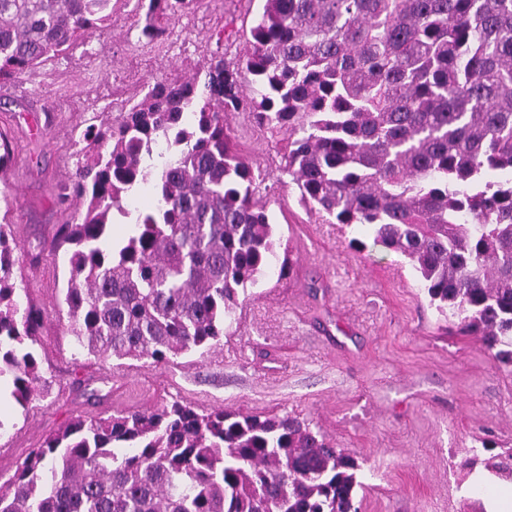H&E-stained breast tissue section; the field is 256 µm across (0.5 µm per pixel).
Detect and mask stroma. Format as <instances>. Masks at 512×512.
Segmentation results:
<instances>
[{
	"mask_svg": "<svg viewBox=\"0 0 512 512\" xmlns=\"http://www.w3.org/2000/svg\"><path fill=\"white\" fill-rule=\"evenodd\" d=\"M261 9V0H213L150 43L136 12L120 8L69 54L0 84L14 278L22 302L44 315L38 399L24 408L0 389V482L75 417L180 400L200 412L311 421L360 464L359 512H481L482 497L461 487L460 465L512 448V371L438 315L403 257L306 208L282 171L280 139L244 117H230L229 128L261 173L257 197L280 226L283 274L252 288L223 346L165 364L93 358L68 331L60 303L68 246L57 239L65 216L55 186L75 165V126L121 111L148 75L180 74L218 49L235 60ZM225 26L232 35L216 46ZM152 205L151 186H139L110 240H125Z\"/></svg>",
	"mask_w": 512,
	"mask_h": 512,
	"instance_id": "1",
	"label": "stroma"
}]
</instances>
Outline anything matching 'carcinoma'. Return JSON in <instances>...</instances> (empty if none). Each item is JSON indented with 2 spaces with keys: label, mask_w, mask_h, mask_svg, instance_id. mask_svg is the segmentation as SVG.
<instances>
[{
  "label": "carcinoma",
  "mask_w": 512,
  "mask_h": 512,
  "mask_svg": "<svg viewBox=\"0 0 512 512\" xmlns=\"http://www.w3.org/2000/svg\"><path fill=\"white\" fill-rule=\"evenodd\" d=\"M121 0H0V83L112 23ZM162 38L199 0H135ZM235 63L152 76L114 118L76 126L61 181L78 348L168 362L221 344L240 297L278 262L260 174L227 116L285 142L301 200L369 228L430 304L512 366V0H262ZM252 76L246 92L239 70ZM151 182L153 213L109 241L113 212ZM0 379L26 406L41 382V312L11 283L12 198L0 189ZM512 480V450L483 460ZM361 466L297 416L199 413L175 401L75 417L0 484V512H349Z\"/></svg>",
  "instance_id": "1"
}]
</instances>
